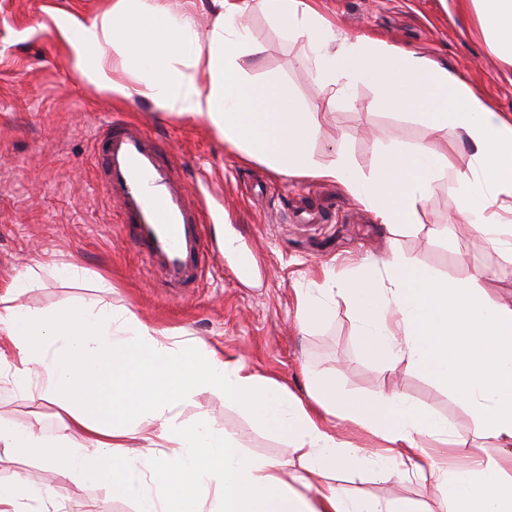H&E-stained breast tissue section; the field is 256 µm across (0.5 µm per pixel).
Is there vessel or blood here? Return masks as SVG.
Listing matches in <instances>:
<instances>
[{
	"label": "vessel or blood",
	"instance_id": "vessel-or-blood-1",
	"mask_svg": "<svg viewBox=\"0 0 512 512\" xmlns=\"http://www.w3.org/2000/svg\"><path fill=\"white\" fill-rule=\"evenodd\" d=\"M96 144L103 190L118 203L129 242L164 287H195L205 268L223 263L207 243L204 198L188 190L182 158L146 123L113 119L99 130Z\"/></svg>",
	"mask_w": 512,
	"mask_h": 512
}]
</instances>
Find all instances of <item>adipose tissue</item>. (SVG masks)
I'll list each match as a JSON object with an SVG mask.
<instances>
[{"mask_svg": "<svg viewBox=\"0 0 512 512\" xmlns=\"http://www.w3.org/2000/svg\"><path fill=\"white\" fill-rule=\"evenodd\" d=\"M474 7L493 52L512 63V0H457ZM207 39H199L189 11L169 0H112L80 19L63 15L57 30L72 75L118 100L143 98L161 112L204 121L244 160L286 176L341 185L380 223L416 226L418 211L448 171V152L431 143L381 146L368 167L344 150L329 162L314 152L323 128L309 105L278 82L259 84L245 67L263 48L246 22L269 15L279 33L303 41L306 60L328 104L354 86L374 90L377 108L419 119L438 130L453 126L473 164L456 171L455 205L473 232L512 252V225L494 206L512 198V117L448 68L366 36L342 35L309 0H213ZM70 282L91 281L101 298L81 310L32 309L18 298L37 277L17 275L0 290V383L28 398L55 404L60 432L0 421V450L20 453L63 479L80 476L108 486L113 497L133 499L138 512H419L415 502L380 504L327 484L316 494L298 491L304 471L330 475L374 465L381 479L417 477L441 493L448 512H512V301L494 299L475 281H451L392 252L359 263L339 276L297 288L306 326L324 321L336 300L351 311L365 358L388 369L423 367L437 384L469 406L480 437L496 453L439 460L448 446L447 421L396 394L350 395L335 377L309 372V410L272 379L248 370L202 343L168 344L126 306L104 300L109 279H88L76 263L58 268ZM203 390L223 394L267 431L288 436L300 449L301 472L246 454L206 421L186 424L177 409ZM338 414L367 427L384 447L373 452L337 440L316 415ZM163 441L172 453L142 471L119 457L124 440ZM91 440L88 448L80 440ZM50 493L19 478L0 483V512H37Z\"/></svg>", "mask_w": 512, "mask_h": 512, "instance_id": "ef3b65f1", "label": "adipose tissue"}]
</instances>
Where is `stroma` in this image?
<instances>
[{"mask_svg": "<svg viewBox=\"0 0 512 512\" xmlns=\"http://www.w3.org/2000/svg\"><path fill=\"white\" fill-rule=\"evenodd\" d=\"M110 0H0V288L27 269L38 277L23 296L32 308H81L96 292L54 275L55 267L78 262L109 278V301L129 308L146 324L180 343L202 342L240 358L256 374L277 380L298 396L306 394L305 372L325 370L354 395L396 393L445 418L453 428L451 453L463 458L491 450L476 433L469 408L425 372L364 358L351 313L337 301L315 327L302 326L295 289L326 266L343 270L366 257L398 251L418 266L455 280L485 270L481 284L497 299L512 297V258L487 247L460 218L455 183L435 184L419 211V224L390 228L359 206L340 185L276 174L246 163L204 122H186L155 110L145 100L118 101L76 83L54 18L67 12L86 17ZM317 9L347 35H368L411 50L447 67L503 114L512 116V64L500 59L482 34L475 10L458 12L455 0H315ZM254 40L264 52L251 69L253 80H276L317 111L324 134L316 145L320 161L334 148L361 166L393 141L454 144L452 169L472 164L453 128L432 131L405 116L376 109L373 92L358 86L350 99L327 106L304 64L302 41L284 39L262 14L248 16ZM118 116L148 121L187 162L183 175L201 191L211 220V249L222 250L225 235L254 254L250 273L235 278L237 260L207 270L195 288H162L143 257L130 245L120 210L97 186L95 130ZM56 406L34 402L0 387V418L35 426L44 436L58 433ZM180 421L206 420L253 455L299 467L287 437L259 428L223 395L204 391L179 409ZM37 474L53 491L59 512H136L131 499L114 498L103 485L81 478L59 479L35 460L0 451V481ZM335 481L354 494L385 502L408 498L422 512H445L428 482L386 481L369 471L336 472Z\"/></svg>", "mask_w": 512, "mask_h": 512, "instance_id": "stroma-1", "label": "stroma"}]
</instances>
